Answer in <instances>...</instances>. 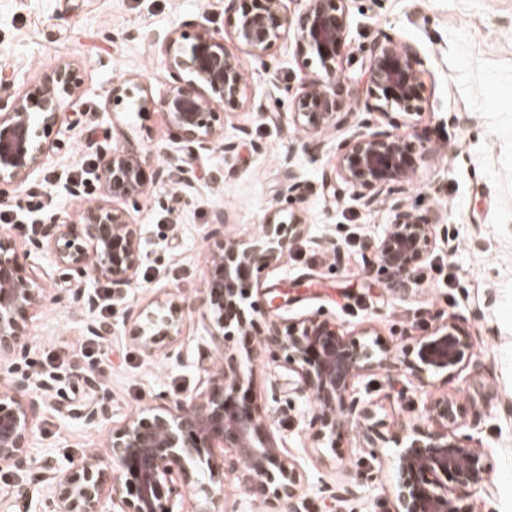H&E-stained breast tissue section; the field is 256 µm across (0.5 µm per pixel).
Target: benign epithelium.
Returning <instances> with one entry per match:
<instances>
[{
    "instance_id": "1",
    "label": "benign epithelium",
    "mask_w": 512,
    "mask_h": 512,
    "mask_svg": "<svg viewBox=\"0 0 512 512\" xmlns=\"http://www.w3.org/2000/svg\"><path fill=\"white\" fill-rule=\"evenodd\" d=\"M230 38L242 53L265 56L286 34L315 55L320 69L306 75L294 99L292 121L296 128L317 135L354 120V113L339 111L336 98L342 84L340 56L346 43V0H304L305 7L289 24L284 0H227ZM163 62L173 82L158 100H147L165 115L173 139L182 144L184 185H194L189 165L201 153L224 144L231 153L236 145L223 142L220 108L238 101L244 93L242 59L227 51L224 38L199 26L190 33L173 30L161 48ZM367 82L381 108L396 109L408 117L422 101L424 62L416 49L392 37L368 46ZM73 70L61 64L51 80L11 100H0V185L20 187L45 161L49 146L32 123L37 115L44 129L61 124L63 116H76L80 95ZM356 121V120H354ZM357 131L340 143L323 175L324 189H336L340 180L352 188H371L376 194L358 196L366 208L377 195L385 194L389 223L368 272L383 280L399 297L420 287V269L432 255L434 225L441 215L415 214L401 193L411 183L419 162L434 147L409 141L412 132L397 124L379 129L367 119L356 121ZM143 154L113 149L103 154L98 177L114 199L135 200L147 191ZM301 190L293 158L282 163L277 188L280 199H295ZM302 218L291 222L276 213L266 217L261 232L249 241L227 238L213 253L215 269L202 306L220 330L233 328L243 334L254 326L255 316L267 320L262 343L267 352L284 357L297 375L299 389L312 393L317 414L314 436L334 439L336 430L350 425L363 433L369 444L384 437V422L371 407L347 403L356 379L364 372L391 362L388 353L378 354L364 340L340 332L335 321L321 314L296 319L288 333L279 330L277 310L289 305L288 292L271 299L269 288L252 282V274L282 259L303 229ZM140 227L128 213L101 201L83 213L80 222L53 215L38 225L35 237L20 246L0 235V359L27 352L30 334L26 319L30 310L49 298L44 281L34 273L30 257L44 250L82 279L91 274L114 288H137L141 268ZM256 288L258 299L249 300ZM160 313L130 309L133 336L147 355L171 344L182 333L189 304L177 297L159 303ZM472 336L448 322L417 342L404 366L422 387L428 378L455 374L473 365ZM46 383L26 379L0 380V470L23 471L30 467L29 444L35 421L45 401ZM428 424L400 426L390 440L400 448L397 458L400 479L394 491L393 512H476V505L456 488L474 487L488 478L485 453L471 436L461 437V415L446 398L424 401ZM110 454H90L73 470L60 473L46 468L41 480L50 487L40 512H217L221 491L191 472L221 468L214 449L235 452L245 464L250 480L246 493L273 512H301V482L294 462L287 458L263 429L261 406L242 393L240 365L233 356L211 372L207 388L158 412L149 409L112 428Z\"/></svg>"
}]
</instances>
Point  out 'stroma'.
Here are the masks:
<instances>
[{"label":"stroma","instance_id":"35a3bbf8","mask_svg":"<svg viewBox=\"0 0 512 512\" xmlns=\"http://www.w3.org/2000/svg\"><path fill=\"white\" fill-rule=\"evenodd\" d=\"M346 7L344 108L368 114L376 126L388 124L365 84L366 49L375 40L390 35L411 44L426 68L421 108L408 122L436 152L420 162L404 196L415 214L437 212L442 222L435 227L437 246L421 271V288L403 298L367 273L388 222L384 204L367 209L344 184L332 194L321 184L324 167L354 126L329 130L321 143L309 145L288 122L302 79L318 68L294 37L278 41L264 58H246L245 92L225 104L221 115L225 142L236 149L228 154L218 145L201 154L194 164L196 191L188 197L180 152L164 116L142 108L140 100L159 97L171 81L160 49L175 28L187 23L219 35L227 30L224 0H0V98L25 93L65 63L74 68L81 95L79 123L66 133L45 131L42 139L52 147L45 163L28 185L8 187L12 209L0 223V235L22 245L47 216L80 220L105 193L99 184L77 194L71 187L79 169L98 167L101 150H143L152 167L165 170L163 178H149L137 202L122 204L142 229V285L112 295V334L101 344L105 366L94 373L93 384L55 357L77 353L89 339L88 323L102 313L70 301L51 253L35 262L52 297L28 316L27 354L0 375L46 379L50 386L30 442L31 469L0 471V512H37L49 493L35 480L44 463L64 472L89 451L107 453L112 427L143 409L203 391L206 368L223 363L227 352L244 362L267 430L297 465L301 512H325L329 506L390 512L397 479L393 444L371 454L354 433L315 442L311 395L293 391L287 368L263 353L259 337L235 333L224 344L214 343L197 305L212 276L208 254L221 241L216 213L225 215V233L241 240L256 236L280 205L276 188L287 155L303 185L296 206L304 232L285 257L255 273V280L265 288L299 283L281 312L283 322L319 312L336 320L342 332L364 335L397 356L449 320L473 336L491 395L486 410L476 411L470 401L467 369L434 377L422 394L405 369L375 368L355 382L353 396L372 403L390 426L425 425L423 396L452 399L464 413V433L478 434L491 472L478 508L512 512V0H346ZM273 71L280 77L275 85L268 80ZM131 84L139 86L138 95L113 101L115 87ZM326 236L339 239L340 257L319 246ZM491 294L496 300L490 306ZM173 295L190 304L183 333L167 354L146 357L126 313L154 308ZM94 402L110 407L107 422L84 421V409ZM246 480L239 469L216 474L224 512H267L245 493ZM340 485L352 493L338 501L332 493Z\"/></svg>","mask_w":512,"mask_h":512}]
</instances>
